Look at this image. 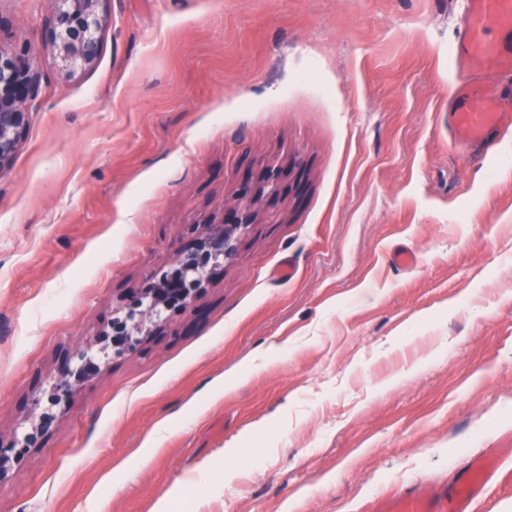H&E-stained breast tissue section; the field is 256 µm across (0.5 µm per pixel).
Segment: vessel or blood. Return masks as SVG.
Masks as SVG:
<instances>
[{
  "instance_id": "obj_1",
  "label": "vessel or blood",
  "mask_w": 512,
  "mask_h": 512,
  "mask_svg": "<svg viewBox=\"0 0 512 512\" xmlns=\"http://www.w3.org/2000/svg\"><path fill=\"white\" fill-rule=\"evenodd\" d=\"M500 33L497 40L488 30ZM458 67L472 61L484 64L493 81L512 75V0H463L462 22L454 49ZM512 124V116L499 112L497 97L487 89L460 84L449 114L450 136L459 146L489 145L496 131ZM497 470L494 458L472 460L452 488L411 483L378 503L376 512H469Z\"/></svg>"
}]
</instances>
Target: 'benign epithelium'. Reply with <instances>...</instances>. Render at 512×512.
I'll list each match as a JSON object with an SVG mask.
<instances>
[{
	"mask_svg": "<svg viewBox=\"0 0 512 512\" xmlns=\"http://www.w3.org/2000/svg\"><path fill=\"white\" fill-rule=\"evenodd\" d=\"M49 25V39L56 48L63 67L74 72L77 67L89 66L98 55V41L94 29L101 21L99 7L104 0H56ZM40 72L35 66L29 50L22 46L11 52L0 50V169L9 165L24 136L29 121V105L37 95ZM254 223L251 205L222 217L219 222L205 226L202 237L194 248L182 252L180 270L176 275L196 285L203 281L209 260L222 256L230 259L237 249L239 234ZM169 293L167 279H149L142 288L139 305L147 306L152 313L165 302ZM92 347L77 348L62 361L56 379V391L70 390L69 378L74 368L81 370L93 365ZM53 417L44 416L32 426L25 437V444L34 447L43 433L50 427Z\"/></svg>",
	"mask_w": 512,
	"mask_h": 512,
	"instance_id": "7a95c632",
	"label": "benign epithelium"
}]
</instances>
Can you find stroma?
Segmentation results:
<instances>
[{
  "mask_svg": "<svg viewBox=\"0 0 512 512\" xmlns=\"http://www.w3.org/2000/svg\"><path fill=\"white\" fill-rule=\"evenodd\" d=\"M54 9L0 0L41 73L0 169V440L56 415L0 512H372L494 448L474 512H512V126L451 142L459 0H104L71 74ZM272 174L193 305L49 407L63 348Z\"/></svg>",
  "mask_w": 512,
  "mask_h": 512,
  "instance_id": "1",
  "label": "stroma"
}]
</instances>
